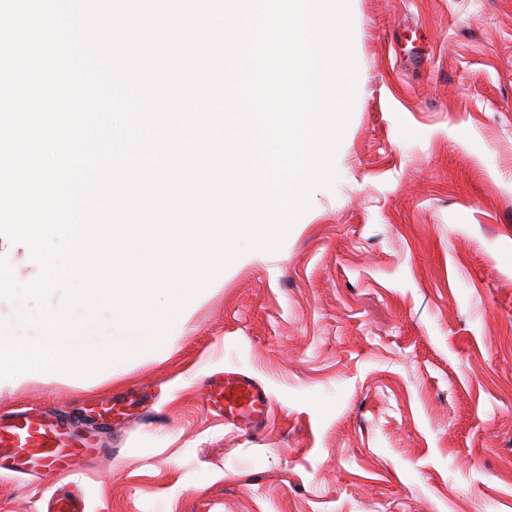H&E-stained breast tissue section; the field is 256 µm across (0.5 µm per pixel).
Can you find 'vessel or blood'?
<instances>
[{
  "instance_id": "1",
  "label": "vessel or blood",
  "mask_w": 512,
  "mask_h": 512,
  "mask_svg": "<svg viewBox=\"0 0 512 512\" xmlns=\"http://www.w3.org/2000/svg\"><path fill=\"white\" fill-rule=\"evenodd\" d=\"M206 401L225 422L261 430L268 418L271 398L254 377L235 369L206 380ZM97 434H77L60 415L43 410L0 413V472L40 478L67 477L46 502V512H85V496L77 477L95 460L111 456Z\"/></svg>"
}]
</instances>
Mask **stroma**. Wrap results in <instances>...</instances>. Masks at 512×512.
Segmentation results:
<instances>
[{
    "instance_id": "stroma-1",
    "label": "stroma",
    "mask_w": 512,
    "mask_h": 512,
    "mask_svg": "<svg viewBox=\"0 0 512 512\" xmlns=\"http://www.w3.org/2000/svg\"><path fill=\"white\" fill-rule=\"evenodd\" d=\"M357 69L332 185L274 251L205 286L170 353L23 381L0 409L94 428L86 512H512V0H349ZM235 368L256 432L204 403ZM53 478L0 475V512ZM205 397L226 423L244 424L255 431L265 426L271 398L266 388L248 374L230 368L209 376Z\"/></svg>"
}]
</instances>
